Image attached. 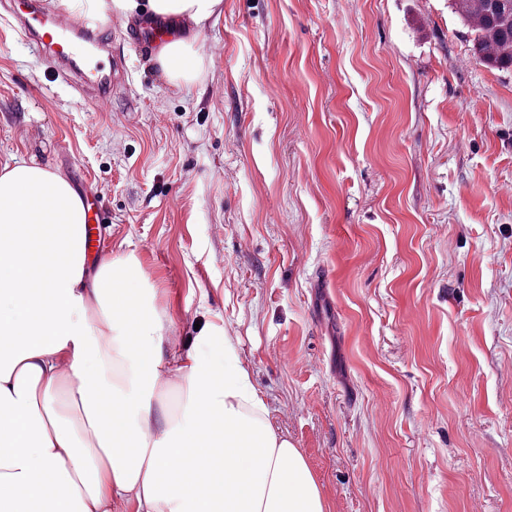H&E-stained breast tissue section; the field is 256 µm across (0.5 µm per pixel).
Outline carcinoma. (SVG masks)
<instances>
[{
  "label": "carcinoma",
  "instance_id": "carcinoma-1",
  "mask_svg": "<svg viewBox=\"0 0 512 512\" xmlns=\"http://www.w3.org/2000/svg\"><path fill=\"white\" fill-rule=\"evenodd\" d=\"M454 4L474 34L475 58L498 68H511L512 0H454Z\"/></svg>",
  "mask_w": 512,
  "mask_h": 512
}]
</instances>
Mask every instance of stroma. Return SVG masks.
Listing matches in <instances>:
<instances>
[{
    "label": "stroma",
    "instance_id": "1",
    "mask_svg": "<svg viewBox=\"0 0 512 512\" xmlns=\"http://www.w3.org/2000/svg\"><path fill=\"white\" fill-rule=\"evenodd\" d=\"M100 100L0 0V164L62 170L179 343L224 332L328 512H512V70L453 0H224ZM158 58L163 71L176 85L192 83L201 63L191 45L182 38H175L165 44Z\"/></svg>",
    "mask_w": 512,
    "mask_h": 512
}]
</instances>
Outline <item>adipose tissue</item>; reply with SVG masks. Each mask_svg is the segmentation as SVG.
Instances as JSON below:
<instances>
[{
  "label": "adipose tissue",
  "mask_w": 512,
  "mask_h": 512,
  "mask_svg": "<svg viewBox=\"0 0 512 512\" xmlns=\"http://www.w3.org/2000/svg\"><path fill=\"white\" fill-rule=\"evenodd\" d=\"M61 4L178 28L224 0ZM158 58L173 83L195 80L185 39ZM86 224L62 172L0 167V512H326L233 339L180 345L133 257L90 270Z\"/></svg>",
  "instance_id": "adipose-tissue-1"
}]
</instances>
